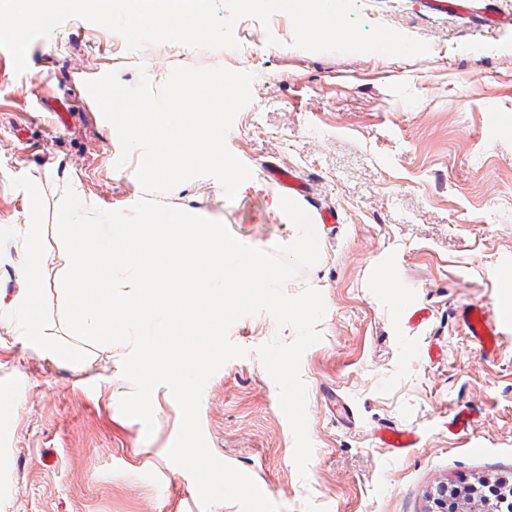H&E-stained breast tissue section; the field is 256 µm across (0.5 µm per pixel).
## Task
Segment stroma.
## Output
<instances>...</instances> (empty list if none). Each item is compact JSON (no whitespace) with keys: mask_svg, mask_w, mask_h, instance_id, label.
<instances>
[{"mask_svg":"<svg viewBox=\"0 0 512 512\" xmlns=\"http://www.w3.org/2000/svg\"><path fill=\"white\" fill-rule=\"evenodd\" d=\"M355 14L364 28L383 24L425 41L428 52H310L294 46L284 14L265 24L239 19L240 47L230 52L166 42L130 53L120 34L80 18L33 41L23 73L0 49V291L24 286L14 230L40 185L47 263L36 315L92 365L85 375L37 361L17 342L12 315L0 312V390L10 392L0 402V512H202L192 476L167 457L181 418L170 389L153 393V433L124 416L126 346L71 334L55 279L66 188L103 210L130 211L143 196L134 165L113 164L118 134L86 77L113 72L132 86L144 73L158 86L177 67L253 74L226 145L254 186L230 200L215 178L198 176L167 204L268 249L284 229L268 213L278 189L265 171L292 170L310 186L299 204L316 222L320 260L286 291L314 287L327 306L322 338L301 360L307 477L255 353L294 333L265 313L231 326L230 340L249 354L205 387L200 420L212 453L250 475L281 512H425L440 483L512 482V330L489 356L459 321L474 305L512 308V128L488 126L493 112L512 119V25L436 12L428 0H356ZM321 207L336 210L337 224L317 223ZM381 267L396 295L376 288ZM416 309L425 318L414 324ZM333 394L349 419L333 415ZM459 410L472 417L468 429H449ZM384 424L415 430L416 448L400 456L382 448L375 432Z\"/></svg>","mask_w":512,"mask_h":512,"instance_id":"1","label":"stroma"}]
</instances>
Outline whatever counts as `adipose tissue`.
I'll return each mask as SVG.
<instances>
[{"instance_id":"obj_1","label":"adipose tissue","mask_w":512,"mask_h":512,"mask_svg":"<svg viewBox=\"0 0 512 512\" xmlns=\"http://www.w3.org/2000/svg\"><path fill=\"white\" fill-rule=\"evenodd\" d=\"M44 235L45 228L38 222L34 211H27L25 221L17 225L15 231V238L26 257L23 277L27 286L10 298L6 308L16 318L15 334L18 340L35 356L62 361L84 371L89 362L83 353L77 349L61 348L53 333L34 315L41 294Z\"/></svg>"}]
</instances>
